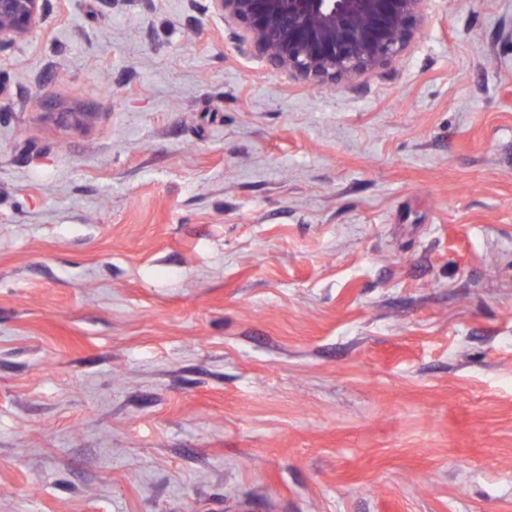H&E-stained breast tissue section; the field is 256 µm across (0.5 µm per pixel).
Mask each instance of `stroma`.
<instances>
[{"label": "stroma", "mask_w": 512, "mask_h": 512, "mask_svg": "<svg viewBox=\"0 0 512 512\" xmlns=\"http://www.w3.org/2000/svg\"><path fill=\"white\" fill-rule=\"evenodd\" d=\"M319 87L211 0L0 45V512H512V0Z\"/></svg>", "instance_id": "obj_1"}]
</instances>
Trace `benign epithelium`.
<instances>
[{
	"mask_svg": "<svg viewBox=\"0 0 512 512\" xmlns=\"http://www.w3.org/2000/svg\"><path fill=\"white\" fill-rule=\"evenodd\" d=\"M40 0H0V44L36 28ZM241 30L239 49L313 85L389 63L425 22L424 0H212Z\"/></svg>",
	"mask_w": 512,
	"mask_h": 512,
	"instance_id": "benign-epithelium-1",
	"label": "benign epithelium"
}]
</instances>
